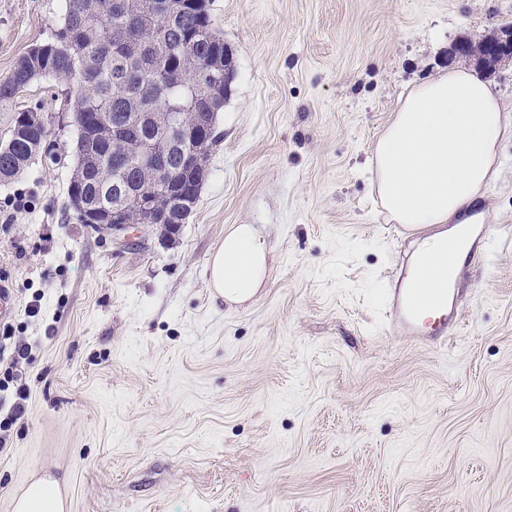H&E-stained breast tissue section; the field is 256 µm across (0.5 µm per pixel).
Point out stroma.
Instances as JSON below:
<instances>
[{
    "label": "stroma",
    "mask_w": 512,
    "mask_h": 512,
    "mask_svg": "<svg viewBox=\"0 0 512 512\" xmlns=\"http://www.w3.org/2000/svg\"><path fill=\"white\" fill-rule=\"evenodd\" d=\"M209 9L233 71L174 238L79 223L68 161L39 157L0 183V285L15 303L0 318V512L46 476L66 512H512V140L477 202L503 237L458 270L457 335H384L389 274L444 227L395 223L369 171L408 89L446 70L456 42L512 22V0ZM63 11L0 0V80ZM34 107L69 148L51 78L0 106V142ZM232 224L273 249L241 305L208 281Z\"/></svg>",
    "instance_id": "35a3bbf8"
}]
</instances>
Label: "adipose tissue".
<instances>
[{"label":"adipose tissue","mask_w":512,"mask_h":512,"mask_svg":"<svg viewBox=\"0 0 512 512\" xmlns=\"http://www.w3.org/2000/svg\"><path fill=\"white\" fill-rule=\"evenodd\" d=\"M512 138V119L491 84L460 66L414 86L377 140L373 163L381 203L396 223L412 229L449 225L424 243L433 277L460 267L462 229L454 218L481 196L498 173V149ZM215 297L230 304L253 300L270 274L269 249L253 224H235L208 261ZM56 482L34 481L14 512H63Z\"/></svg>","instance_id":"ef3b65f1"}]
</instances>
